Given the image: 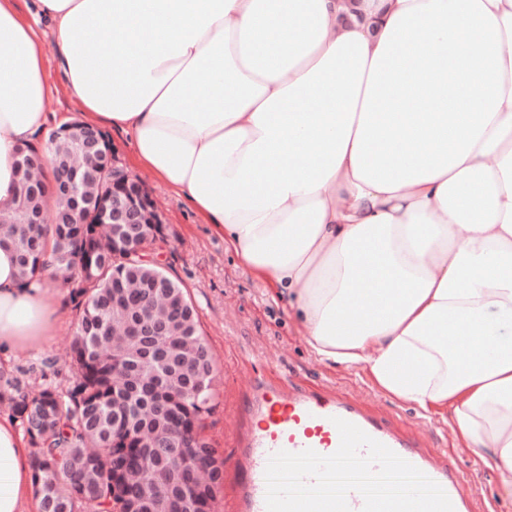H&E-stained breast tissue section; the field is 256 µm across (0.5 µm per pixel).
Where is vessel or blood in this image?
<instances>
[{
	"instance_id": "b4317fda",
	"label": "vessel or blood",
	"mask_w": 512,
	"mask_h": 512,
	"mask_svg": "<svg viewBox=\"0 0 512 512\" xmlns=\"http://www.w3.org/2000/svg\"><path fill=\"white\" fill-rule=\"evenodd\" d=\"M246 411V424L230 439L237 458L232 502L225 512H267L265 469L269 458L281 450L333 454L340 445L333 423L337 417L358 426L438 483L454 512H471L466 473L449 465L447 454L430 451L393 422L369 412L355 395L295 388L286 391L269 381L253 388Z\"/></svg>"
}]
</instances>
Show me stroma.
<instances>
[{
  "label": "stroma",
  "mask_w": 512,
  "mask_h": 512,
  "mask_svg": "<svg viewBox=\"0 0 512 512\" xmlns=\"http://www.w3.org/2000/svg\"><path fill=\"white\" fill-rule=\"evenodd\" d=\"M17 9L23 18L36 23L41 33L48 125L63 118L80 120L82 107L68 90L66 69L51 38L50 22L39 10V0H17ZM107 137L121 164L146 185L162 210L169 233L163 267L186 290L198 313L200 333L214 356L217 395L203 434L224 461L220 497L230 495L233 483L234 450L227 445L229 424L244 420L243 402L253 380L263 376L305 388L363 392L372 412L405 419L408 433L419 435L430 450L445 451L449 462L467 471L473 486L472 512H512V502L503 499L496 476L477 466L474 453L457 449L441 421L425 418L415 405L383 394L363 367L320 363L306 348L282 302L234 254L225 251L223 238L214 234L185 200L135 165L129 136L113 129ZM53 294L60 315L53 336L39 346L0 353V369L33 387L49 382L63 384L70 376L64 360L77 310L68 289L57 288Z\"/></svg>",
  "instance_id": "stroma-1"
}]
</instances>
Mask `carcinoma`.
Instances as JSON below:
<instances>
[{"instance_id":"1","label":"carcinoma","mask_w":512,"mask_h":512,"mask_svg":"<svg viewBox=\"0 0 512 512\" xmlns=\"http://www.w3.org/2000/svg\"><path fill=\"white\" fill-rule=\"evenodd\" d=\"M54 164L77 156L75 136L52 137ZM14 207L0 211V242L13 246L20 279L46 267L69 272L79 308L64 389L30 387L0 370V400L25 425L41 512H214L200 474L224 461L202 437L213 397L214 359L180 284L129 251L104 220L68 224L71 198L32 191L18 169ZM112 189V169L84 192ZM51 212V224H25L21 203ZM163 325L137 336L138 324Z\"/></svg>"}]
</instances>
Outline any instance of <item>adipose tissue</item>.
I'll use <instances>...</instances> for the list:
<instances>
[{
  "label": "adipose tissue",
  "mask_w": 512,
  "mask_h": 512,
  "mask_svg": "<svg viewBox=\"0 0 512 512\" xmlns=\"http://www.w3.org/2000/svg\"><path fill=\"white\" fill-rule=\"evenodd\" d=\"M40 4L83 125L130 135L319 362L444 415L512 498V0ZM45 91L41 40L0 0V210ZM52 287L0 244V344L53 334ZM38 503L0 418V512Z\"/></svg>",
  "instance_id": "1"
}]
</instances>
